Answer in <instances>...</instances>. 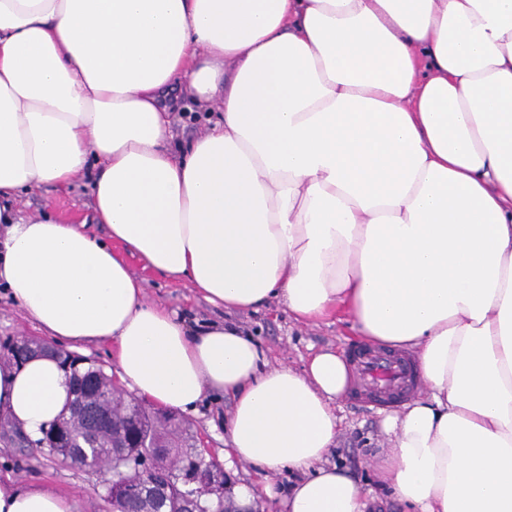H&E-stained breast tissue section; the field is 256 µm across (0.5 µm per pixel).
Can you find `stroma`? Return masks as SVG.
Instances as JSON below:
<instances>
[{
  "label": "stroma",
  "instance_id": "obj_1",
  "mask_svg": "<svg viewBox=\"0 0 512 512\" xmlns=\"http://www.w3.org/2000/svg\"><path fill=\"white\" fill-rule=\"evenodd\" d=\"M16 206L22 216L41 212L64 218L83 220L92 216V199L86 180L80 179L64 188L46 187L34 193L20 194ZM131 273L140 279L147 299L164 305L188 322L223 323V309L198 297L188 282L174 281L145 269L143 261H128ZM236 321L259 340L269 351L272 365L286 364L301 368L308 356L331 348L340 353L357 345L350 321L304 326L294 322L287 310L276 303L255 314H242ZM45 340L46 335L35 328L20 307L0 290V359L7 358L9 346L17 337ZM230 409L221 397L208 398L196 414L186 416L198 447L215 460L224 456V415ZM342 418L338 443L328 456L329 464L345 469L357 479L372 500L373 512H406L390 491L379 485L375 462L384 455L389 442L381 430L386 410L351 397H342L336 404ZM11 476L21 484L48 482L60 492L73 496L77 512H112L105 499V475L81 470L43 454L29 446L7 422L0 420V477ZM231 477L234 483L250 484L258 491L254 512H283L282 501L292 482L290 474L269 476L249 464L237 465Z\"/></svg>",
  "mask_w": 512,
  "mask_h": 512
}]
</instances>
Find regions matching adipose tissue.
<instances>
[{
    "instance_id": "1",
    "label": "adipose tissue",
    "mask_w": 512,
    "mask_h": 512,
    "mask_svg": "<svg viewBox=\"0 0 512 512\" xmlns=\"http://www.w3.org/2000/svg\"><path fill=\"white\" fill-rule=\"evenodd\" d=\"M223 110L181 154L175 92ZM92 178L91 223L15 220ZM0 286L47 336L108 343L120 381L192 413L233 400L227 461L297 473L286 512H367L325 459L342 354L270 365L232 325L146 300L126 255L229 312L351 317L417 354L380 480L413 512H512V0H0ZM56 356L0 361V419L63 412ZM0 512H75L0 479Z\"/></svg>"
}]
</instances>
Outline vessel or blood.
<instances>
[{"instance_id":"b4317fda","label":"vessel or blood","mask_w":512,"mask_h":512,"mask_svg":"<svg viewBox=\"0 0 512 512\" xmlns=\"http://www.w3.org/2000/svg\"><path fill=\"white\" fill-rule=\"evenodd\" d=\"M347 360L361 384L383 399H398L416 386L410 363L389 350L359 346L349 351Z\"/></svg>"}]
</instances>
